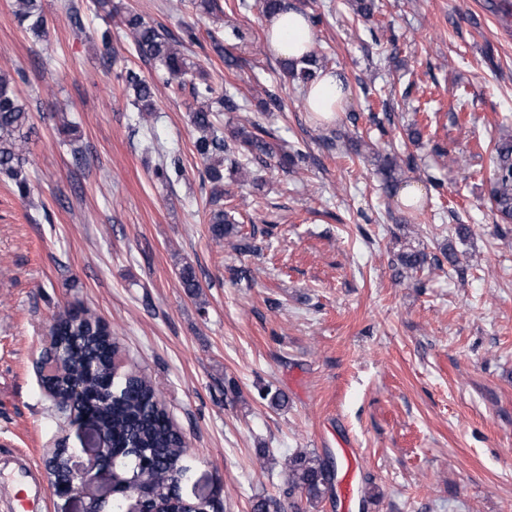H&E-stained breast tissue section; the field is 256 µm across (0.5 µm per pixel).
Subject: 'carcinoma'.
Listing matches in <instances>:
<instances>
[{
    "mask_svg": "<svg viewBox=\"0 0 512 512\" xmlns=\"http://www.w3.org/2000/svg\"><path fill=\"white\" fill-rule=\"evenodd\" d=\"M15 15L20 24L34 37L45 40L49 36L48 22L38 0H16ZM124 24L139 52L154 60L171 80H178L189 71L183 48L197 40L191 28L174 37L169 32L146 23L137 14H128ZM328 58L312 50L301 61L285 66L287 75L301 90L305 89L327 68ZM124 79L134 91V107L140 112L153 111L154 82L140 73L128 69ZM192 97L200 102L193 111L192 122L200 132L194 148L206 164V175L216 184L212 195L213 208L209 213L210 231L217 239L237 238L233 248L240 254H255L260 250L256 234L238 236V230L226 211L221 199L224 190L218 184L224 173L247 181L249 172L244 169L239 156L260 163L276 160L285 169H294L305 161V154L298 148H288L269 141L272 133L257 121L229 124L219 131L211 120L214 112H237L240 105L229 91L221 96L207 82L191 83ZM34 130L29 110L20 98L15 80L0 74V176L12 181L23 199L30 194L23 175L25 144ZM492 179L489 199L504 224H512V134H503L495 142L491 153ZM382 176L383 189L392 194L403 183L402 166L397 156L371 152ZM182 173L179 158L154 168L156 179L168 181L171 174ZM447 261L458 266L457 254L446 247L440 255H429L415 247L400 249L394 258L397 276L421 271L427 265ZM57 347L55 361L62 373L49 381L53 392L60 397L71 395L70 381L80 380L85 396L76 400V416L87 420L112 440V458L118 473L127 478L142 475L149 463L156 480L145 484L149 493L157 498H167L170 483L187 476V444L174 427L158 393L147 377L136 373H121L115 363L118 345L112 341V331L97 317L86 310H69L60 314L55 323ZM330 480L329 464L317 456L296 454L288 464V496L297 491L306 493L311 500L320 498Z\"/></svg>",
    "mask_w": 512,
    "mask_h": 512,
    "instance_id": "cac0c4a2",
    "label": "carcinoma"
}]
</instances>
